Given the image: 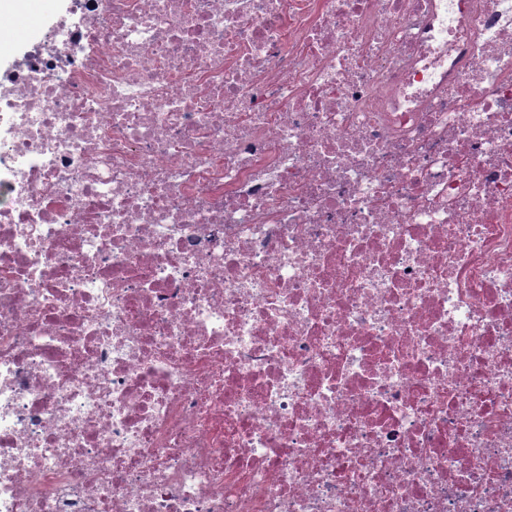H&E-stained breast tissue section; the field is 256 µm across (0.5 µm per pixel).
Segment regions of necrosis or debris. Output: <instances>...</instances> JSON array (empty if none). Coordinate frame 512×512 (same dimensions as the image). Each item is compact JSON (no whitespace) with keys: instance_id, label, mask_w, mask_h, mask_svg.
<instances>
[{"instance_id":"4bbe7bcc","label":"necrosis or debris","mask_w":512,"mask_h":512,"mask_svg":"<svg viewBox=\"0 0 512 512\" xmlns=\"http://www.w3.org/2000/svg\"><path fill=\"white\" fill-rule=\"evenodd\" d=\"M0 512H512V0H68L0 75Z\"/></svg>"}]
</instances>
